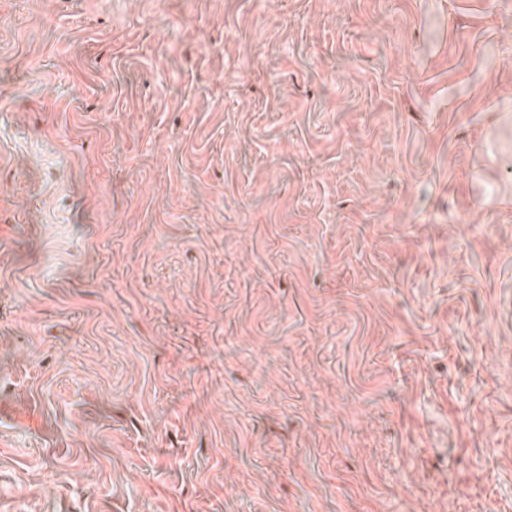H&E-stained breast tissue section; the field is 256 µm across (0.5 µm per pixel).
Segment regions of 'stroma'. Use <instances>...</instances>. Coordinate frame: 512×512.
Here are the masks:
<instances>
[{
    "label": "stroma",
    "mask_w": 512,
    "mask_h": 512,
    "mask_svg": "<svg viewBox=\"0 0 512 512\" xmlns=\"http://www.w3.org/2000/svg\"><path fill=\"white\" fill-rule=\"evenodd\" d=\"M0 512H512V0H0Z\"/></svg>",
    "instance_id": "1"
}]
</instances>
